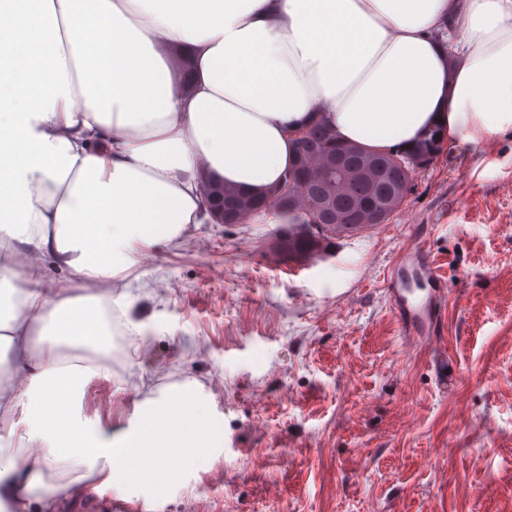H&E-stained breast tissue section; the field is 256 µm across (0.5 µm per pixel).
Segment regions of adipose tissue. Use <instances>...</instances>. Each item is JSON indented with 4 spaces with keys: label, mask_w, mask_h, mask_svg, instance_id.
<instances>
[{
    "label": "adipose tissue",
    "mask_w": 512,
    "mask_h": 512,
    "mask_svg": "<svg viewBox=\"0 0 512 512\" xmlns=\"http://www.w3.org/2000/svg\"><path fill=\"white\" fill-rule=\"evenodd\" d=\"M48 62L19 80L38 30L0 7V501L56 512L72 481L111 480L165 426L203 455L199 391L136 402V423L86 427L85 387L135 250L211 223L204 181L271 192L296 131L393 152L512 138V0H33ZM66 270L53 280L46 262Z\"/></svg>",
    "instance_id": "ef3b65f1"
}]
</instances>
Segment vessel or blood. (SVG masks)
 I'll return each instance as SVG.
<instances>
[{"mask_svg":"<svg viewBox=\"0 0 512 512\" xmlns=\"http://www.w3.org/2000/svg\"><path fill=\"white\" fill-rule=\"evenodd\" d=\"M386 291L402 341L426 355L437 381L447 383L451 370L441 333L447 281L424 242H416L399 254Z\"/></svg>","mask_w":512,"mask_h":512,"instance_id":"obj_1","label":"vessel or blood"}]
</instances>
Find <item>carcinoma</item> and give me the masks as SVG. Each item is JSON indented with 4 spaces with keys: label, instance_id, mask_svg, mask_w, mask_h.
Segmentation results:
<instances>
[{
    "label": "carcinoma",
    "instance_id": "cac0c4a2",
    "mask_svg": "<svg viewBox=\"0 0 512 512\" xmlns=\"http://www.w3.org/2000/svg\"><path fill=\"white\" fill-rule=\"evenodd\" d=\"M296 151L295 168L284 174L273 192L257 195L224 188L226 224H246L249 211L261 208L288 217V223L279 225L286 235L280 259L287 262L315 244L309 239L313 228L323 240L336 236L338 224L360 232L367 223V208L374 206L384 208L380 223H387L405 200L401 187L413 172L408 158L438 155L443 146L440 132L432 130L410 151L375 153L338 144L329 128L318 125L300 133ZM330 167L349 175V193L337 189L336 178L323 175Z\"/></svg>",
    "mask_w": 512,
    "mask_h": 512
}]
</instances>
